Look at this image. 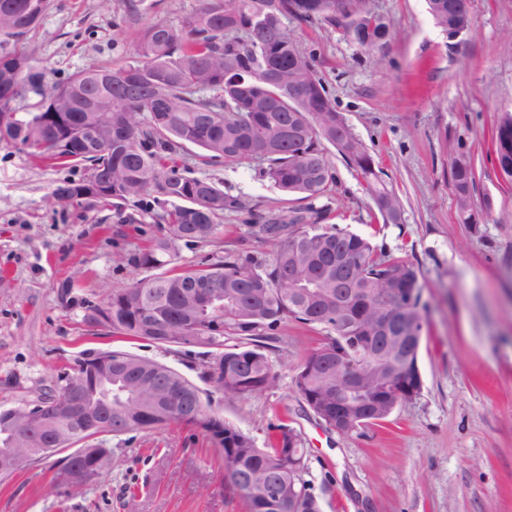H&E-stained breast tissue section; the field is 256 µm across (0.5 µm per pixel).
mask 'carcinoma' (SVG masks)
I'll use <instances>...</instances> for the list:
<instances>
[{
	"label": "carcinoma",
	"mask_w": 512,
	"mask_h": 512,
	"mask_svg": "<svg viewBox=\"0 0 512 512\" xmlns=\"http://www.w3.org/2000/svg\"><path fill=\"white\" fill-rule=\"evenodd\" d=\"M436 27L470 24L469 0H426ZM48 0H0V47L34 31ZM327 22L366 52L385 46L393 27L366 10L363 0H208L179 26L147 27L136 57L119 68L91 66L71 78L45 83L36 49L0 52V98L17 101L34 90L40 97L30 120L13 119L17 108L0 105V139L49 160L85 163L79 180L52 191L57 203L92 205L112 201L120 224H135L124 205L146 195L170 208L155 214L158 234L131 257L152 274L112 291L93 307L89 322L112 336L172 347L196 346L217 358L222 393L244 398L265 389L275 375L268 355L276 331L295 322L321 333L320 343L297 365L292 385L310 410L336 428V364L360 374L373 352L370 336L380 315L374 292L394 289L421 301L414 268L379 256L371 240L334 224H318L309 206L260 215L246 236L257 250L226 249L200 265L178 262L180 248L213 241L226 211L250 210L242 196L224 193L208 178L188 175L182 156L190 146L210 160L261 164L260 174L285 193L307 200L323 195L332 181L327 149L356 170L384 223L399 224L402 204L376 170L363 143L336 112L317 78L313 60L288 31V23ZM140 84L147 96L109 102L124 84ZM298 89L296 99L286 90ZM95 125L100 144L88 146L83 128ZM496 162L512 180V113L496 131ZM459 214L475 223L471 198L476 174L471 157L450 165ZM271 250H265V247ZM354 263L355 300L339 303L336 252ZM112 358V435L136 426L182 422L195 426L223 451L224 479L240 491L250 512H319L305 479V448L294 429L281 425L266 448L213 409L203 390L173 367L124 350L100 351L81 362ZM159 369L166 383L189 401L183 416L154 418L153 393L128 375ZM366 391L352 396L354 408L342 433L352 434L387 419L392 411L367 410L385 395L375 374Z\"/></svg>",
	"instance_id": "obj_1"
}]
</instances>
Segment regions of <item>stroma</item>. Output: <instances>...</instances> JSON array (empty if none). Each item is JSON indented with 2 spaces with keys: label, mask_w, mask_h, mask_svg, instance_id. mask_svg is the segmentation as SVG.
Segmentation results:
<instances>
[{
  "label": "stroma",
  "mask_w": 512,
  "mask_h": 512,
  "mask_svg": "<svg viewBox=\"0 0 512 512\" xmlns=\"http://www.w3.org/2000/svg\"><path fill=\"white\" fill-rule=\"evenodd\" d=\"M138 4L130 15V4ZM201 0H49L30 40L47 83L91 66L118 67L152 23L179 25ZM395 36L368 54L336 26L292 22L289 32L351 132L368 148L400 199L398 224L383 223L356 171L336 152L323 196L307 202L260 176L252 161L183 159L247 212L222 217L209 244L181 247L197 264L226 248L253 249L254 216L307 205L322 221L370 237L378 253L412 264L422 287L421 393L362 434L328 428L294 390L298 363L320 335L288 324L269 356L276 375L261 392L234 399L210 391L213 407L264 445L277 426L301 433L306 477L321 512H512V182L499 175L495 128L512 110V0H471L458 38L435 27L424 0H365ZM474 164L476 221L457 214L450 164ZM82 167L40 161L0 141V408L34 400L72 377L80 361L123 349L197 379L202 348L171 350L121 340L90 325L111 290L144 277L129 257L156 234L152 198L139 224H118L111 206H59L50 193ZM114 464L89 488L55 489L52 461L0 484V512H249L226 488L220 448L194 426L171 423L108 437Z\"/></svg>",
  "instance_id": "35a3bbf8"
}]
</instances>
